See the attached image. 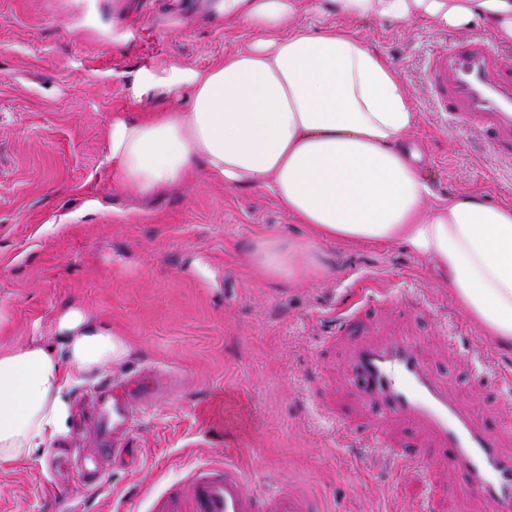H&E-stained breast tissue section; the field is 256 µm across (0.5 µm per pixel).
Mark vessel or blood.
I'll return each mask as SVG.
<instances>
[{"mask_svg":"<svg viewBox=\"0 0 512 512\" xmlns=\"http://www.w3.org/2000/svg\"><path fill=\"white\" fill-rule=\"evenodd\" d=\"M429 80L453 128H480L496 156L512 158V70L501 67L482 38L433 51ZM350 384L380 415L411 421L428 433L429 444L405 450L389 448L385 433L373 431L372 444L389 449L400 468L428 474L435 463H448L459 474L453 497L457 508L476 499L485 512H512V454L500 449L504 426L449 400L447 390L429 374L415 341L396 336L357 349ZM166 390L164 378L152 371L100 390L94 448L76 480L87 483L101 460L128 455L136 420ZM150 512H327V506L307 488L284 482L264 492L248 489L244 468L228 456L196 466L182 481L154 495Z\"/></svg>","mask_w":512,"mask_h":512,"instance_id":"1","label":"vessel or blood"}]
</instances>
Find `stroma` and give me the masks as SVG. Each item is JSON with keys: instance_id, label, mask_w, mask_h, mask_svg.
<instances>
[{"instance_id": "35a3bbf8", "label": "stroma", "mask_w": 512, "mask_h": 512, "mask_svg": "<svg viewBox=\"0 0 512 512\" xmlns=\"http://www.w3.org/2000/svg\"><path fill=\"white\" fill-rule=\"evenodd\" d=\"M216 4L0 0V306L11 318L0 350L37 343L65 358L59 321L71 310L129 344L122 360L76 373L68 441L105 380L149 368L183 377L177 395L137 420L138 467L115 461L94 492L52 450L0 462V512H65L53 492L61 482L85 512H147L149 492L226 453L249 489L302 481L332 512H449L455 473L440 465L437 498L397 469L371 446L372 411L348 384L355 345L406 333L452 398L512 425V390L494 380L512 374V350L484 336L434 269L399 243L312 241L259 190L201 174L141 196L104 162L114 114L186 105L134 99L142 76L205 68L253 40L246 26L225 27ZM361 33L405 77L419 114L410 140L436 195L473 190L512 204V160L494 156L480 129H452L426 83L433 49L484 29L382 22ZM263 236L312 244L323 271L256 278L249 255ZM351 313L362 328L340 335Z\"/></svg>"}]
</instances>
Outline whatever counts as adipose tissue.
Here are the masks:
<instances>
[{
  "mask_svg": "<svg viewBox=\"0 0 512 512\" xmlns=\"http://www.w3.org/2000/svg\"><path fill=\"white\" fill-rule=\"evenodd\" d=\"M299 0H219L229 25L255 35L222 63L139 84L136 96L187 89L183 111L116 116L105 160L146 196L198 172L278 200L313 240L401 243L442 276L448 293L485 336L512 348V205L484 193L435 195L410 134L418 123L404 77L360 35L373 22L436 28L479 25L512 44V0H312L328 23L286 30ZM252 263L263 278L316 271L310 247L260 238ZM59 327L66 359L38 344L0 351V461L50 447L69 416L63 393L77 371L126 357L114 332L72 310Z\"/></svg>",
  "mask_w": 512,
  "mask_h": 512,
  "instance_id": "ef3b65f1",
  "label": "adipose tissue"
}]
</instances>
